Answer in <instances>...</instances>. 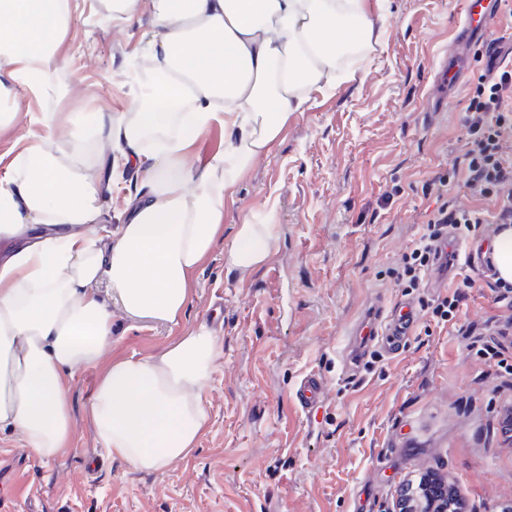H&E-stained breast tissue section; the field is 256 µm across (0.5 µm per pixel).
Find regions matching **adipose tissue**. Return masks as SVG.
Listing matches in <instances>:
<instances>
[{
	"instance_id": "obj_1",
	"label": "adipose tissue",
	"mask_w": 512,
	"mask_h": 512,
	"mask_svg": "<svg viewBox=\"0 0 512 512\" xmlns=\"http://www.w3.org/2000/svg\"><path fill=\"white\" fill-rule=\"evenodd\" d=\"M150 5L149 62L161 81L126 112L44 113V135L0 172V433L45 461L71 441L68 377L101 367L89 414L113 459L151 474L188 457L208 419L205 387L220 355L206 326L157 354L106 360L112 310L178 325L193 272L223 248L245 277L268 259L273 218L243 215L224 236V205L270 152L291 113L338 83L343 51L380 37L366 0H112L133 21ZM72 0H0V97L24 79L56 93L57 50ZM224 126V153L190 159L196 136ZM67 134L69 153L55 141ZM134 167L137 187L119 227L100 223L97 172Z\"/></svg>"
}]
</instances>
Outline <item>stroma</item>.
I'll list each match as a JSON object with an SVG mask.
<instances>
[{
    "mask_svg": "<svg viewBox=\"0 0 512 512\" xmlns=\"http://www.w3.org/2000/svg\"><path fill=\"white\" fill-rule=\"evenodd\" d=\"M72 8L55 73L65 92L44 98L14 82L0 108L23 120L0 128L4 159L44 134L43 113L125 112L141 94L126 75L148 62L150 8L128 23L107 0H72ZM465 8L466 0H386L365 68L289 116L227 206L231 222L274 210L277 242L259 270L240 278L216 249L176 326L113 309L114 358L159 352L222 307L196 450L158 474L112 460L87 417L100 374L90 368L70 384L73 438L63 455L44 461L0 434V512H389L398 486L427 473L455 488L464 512L512 500V444L496 418L512 378L470 337L503 313L488 280L468 289L455 327L443 329L428 305L470 269L457 267L447 287L410 294L390 276L435 205L426 184L461 161L466 107L491 66L485 43L473 44L447 111L428 115L430 84ZM375 299L411 301L420 320L402 353L354 374L344 366L349 333ZM311 370L328 389L324 409L308 418L292 388Z\"/></svg>",
    "mask_w": 512,
    "mask_h": 512,
    "instance_id": "obj_1",
    "label": "stroma"
}]
</instances>
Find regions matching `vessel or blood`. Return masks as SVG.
<instances>
[{"label":"vessel or blood","instance_id":"vessel-or-blood-1","mask_svg":"<svg viewBox=\"0 0 512 512\" xmlns=\"http://www.w3.org/2000/svg\"><path fill=\"white\" fill-rule=\"evenodd\" d=\"M468 7L458 26L456 36L457 51L445 58L438 79L455 88L462 79L463 57L468 45L475 40L485 39L496 17L492 0H467ZM419 320V311L414 303L405 302L391 311H383L380 306H372L366 318L353 327L352 336H360L377 345L385 353L393 352L410 336ZM326 391L324 377L317 372L304 375L296 384L294 396L302 411H309L322 398Z\"/></svg>","mask_w":512,"mask_h":512}]
</instances>
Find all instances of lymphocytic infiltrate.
<instances>
[{"label": "lymphocytic infiltrate", "instance_id": "f902f5d3", "mask_svg": "<svg viewBox=\"0 0 512 512\" xmlns=\"http://www.w3.org/2000/svg\"><path fill=\"white\" fill-rule=\"evenodd\" d=\"M469 138L461 166L451 175L440 174L428 184L437 195L448 191L449 181L463 183L484 206L453 209L440 204L429 215L424 233L413 243L391 276L404 291L422 288L427 270L437 266L448 238L467 240L482 225L512 226V67L501 66L482 75L467 107Z\"/></svg>", "mask_w": 512, "mask_h": 512}]
</instances>
